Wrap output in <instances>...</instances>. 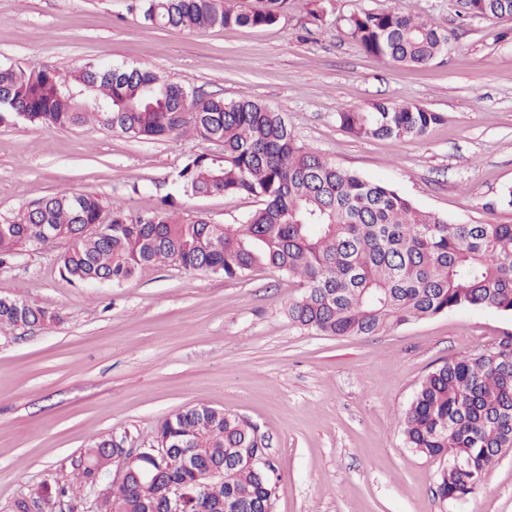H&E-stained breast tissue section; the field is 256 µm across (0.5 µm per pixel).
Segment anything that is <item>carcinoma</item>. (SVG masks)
I'll return each mask as SVG.
<instances>
[{
    "label": "carcinoma",
    "instance_id": "cac0c4a2",
    "mask_svg": "<svg viewBox=\"0 0 512 512\" xmlns=\"http://www.w3.org/2000/svg\"><path fill=\"white\" fill-rule=\"evenodd\" d=\"M463 17L512 12V0H458ZM154 27L202 31L276 24L288 0H138ZM350 34L363 50L401 67L427 65L448 34L389 10L357 14ZM107 103L104 111L89 107ZM23 119L42 128L86 124L136 139L194 131L223 149L190 155L176 173L182 196L248 195L263 207L241 224L186 218L178 197L164 196L151 214L134 215L119 201L60 191L10 217H0V262L55 240L69 243L60 272L79 283L120 285L160 263L241 280L265 267L300 290L288 319L322 336H376L451 310L481 307L512 313V224L450 223L418 209L388 185L343 170L298 144L282 113L251 99L226 102L198 95L181 81L137 66L85 65L68 76L44 67H0V123ZM361 139L396 141L424 135L443 121L416 105L374 101L337 115ZM98 224L101 231H86ZM54 319L46 309L0 298V332ZM512 342L463 356L431 371L403 420L404 445L447 462L438 493L458 500L478 486L492 462L512 448ZM125 436L98 438L71 463L72 481L45 484L19 498L11 512H29L43 497L77 499L103 482ZM164 449L158 485L135 477L112 487L99 512H169L165 484L184 483L193 497L183 512H274L275 470L229 466L240 448L260 453L264 438L246 417L196 405L173 412L145 451ZM212 467L224 481L208 483Z\"/></svg>",
    "mask_w": 512,
    "mask_h": 512
}]
</instances>
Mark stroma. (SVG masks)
Segmentation results:
<instances>
[{
  "instance_id": "stroma-1",
  "label": "stroma",
  "mask_w": 512,
  "mask_h": 512,
  "mask_svg": "<svg viewBox=\"0 0 512 512\" xmlns=\"http://www.w3.org/2000/svg\"><path fill=\"white\" fill-rule=\"evenodd\" d=\"M131 0H0V66L69 74L135 65L225 101L282 112L298 142L336 166L397 190L451 222L512 224L498 204L512 187V20L460 18L457 0H332L315 23L291 0L273 26L180 32L149 26ZM392 8L451 36L427 66L367 55L351 15ZM384 99L442 113L401 142L359 139L339 112ZM187 132L131 139L93 126L0 124V216L63 189L157 210L187 156L215 150ZM186 216L237 224L246 195L181 200ZM56 241L0 265V297L53 321L0 334V512L43 484L68 482L89 443L152 438L173 412L199 404L256 424L278 475L276 512H512V449L461 500L436 494L443 460L405 448L402 421L422 379L444 362L512 337V314L466 308L377 336H319L292 324L298 295L257 268L227 281L172 264L121 284L61 275Z\"/></svg>"
}]
</instances>
